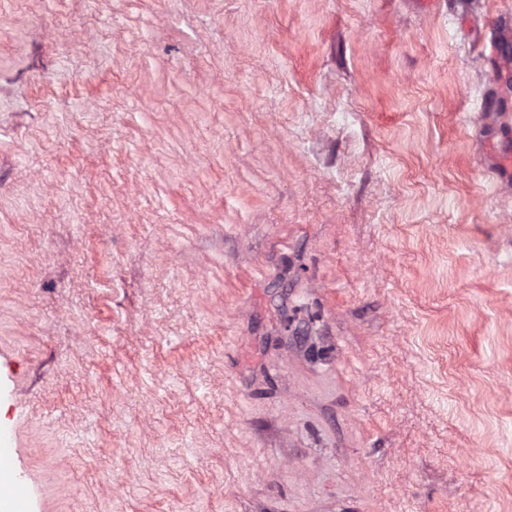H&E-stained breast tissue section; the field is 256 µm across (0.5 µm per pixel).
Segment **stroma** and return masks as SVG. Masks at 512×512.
I'll return each instance as SVG.
<instances>
[{"label":"stroma","mask_w":512,"mask_h":512,"mask_svg":"<svg viewBox=\"0 0 512 512\" xmlns=\"http://www.w3.org/2000/svg\"><path fill=\"white\" fill-rule=\"evenodd\" d=\"M512 0H0V430L37 512H512Z\"/></svg>","instance_id":"obj_1"}]
</instances>
